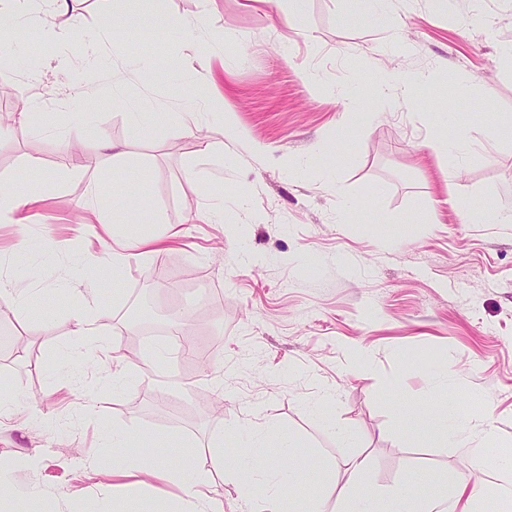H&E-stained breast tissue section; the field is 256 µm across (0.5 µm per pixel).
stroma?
<instances>
[{"label": "stroma", "mask_w": 512, "mask_h": 512, "mask_svg": "<svg viewBox=\"0 0 512 512\" xmlns=\"http://www.w3.org/2000/svg\"><path fill=\"white\" fill-rule=\"evenodd\" d=\"M115 5L74 0L62 69L28 22L0 42V96L41 114L0 136V182L40 195L29 223L0 224V276L25 294L0 297V393L19 401L0 415L9 491L29 512H113L117 498L190 512L175 482L113 478L115 428L193 465L256 427L271 455L291 435L327 464L360 452L381 489L418 469L466 475L469 452L411 416L447 390L485 405L474 428L512 448V223L461 215L512 211V141L484 119L512 117V0H393L372 26L343 23L347 0H305L294 28L289 0H164L207 18L191 70L165 36L103 38ZM475 13L493 33L466 30ZM418 72L412 96L374 97ZM133 112H196L202 130L145 137ZM102 133L126 144L123 173ZM452 133L469 143L455 161L437 143ZM120 176L147 209L113 197ZM92 180L116 222L156 213L178 232L96 289L89 269L112 247L86 221ZM217 202L224 221L208 223ZM24 236L40 248L16 250ZM145 301L166 315L152 338L126 321ZM81 308L95 336L72 334ZM22 453L36 467L12 469Z\"/></svg>", "instance_id": "stroma-1"}]
</instances>
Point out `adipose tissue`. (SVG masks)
I'll return each mask as SVG.
<instances>
[{
    "label": "adipose tissue",
    "instance_id": "1",
    "mask_svg": "<svg viewBox=\"0 0 512 512\" xmlns=\"http://www.w3.org/2000/svg\"><path fill=\"white\" fill-rule=\"evenodd\" d=\"M122 21L110 22L113 33L133 40L143 36L146 29L164 32L170 38L191 45L195 22L169 15L156 9L149 21L138 18L140 0H122ZM29 187L18 183L0 186V223L25 224L27 211L36 202ZM474 409H463L454 394H446L438 407L429 411L425 431L433 439L446 445L467 449L473 456L472 477L448 479L438 495L423 492L430 476L415 472L390 489L377 491L368 480V467L359 454L349 455L340 468L326 467L317 459H309V481H302L293 467L302 443L289 439L281 444L280 453L271 457L266 453L267 439L254 434L247 440L240 455L242 466L229 471L228 477L238 488L246 512H325L328 494H336L340 503L336 512H482L481 493L475 476L495 469L512 472V449L499 447L491 433L475 435L471 426ZM161 473L163 478L180 481L187 495L193 499L197 512H211L212 502L206 491V471L224 466L223 450H215L203 465L174 469L171 460L155 458L144 462L141 455L124 454L114 460L116 471L131 475L141 467Z\"/></svg>",
    "mask_w": 512,
    "mask_h": 512
}]
</instances>
